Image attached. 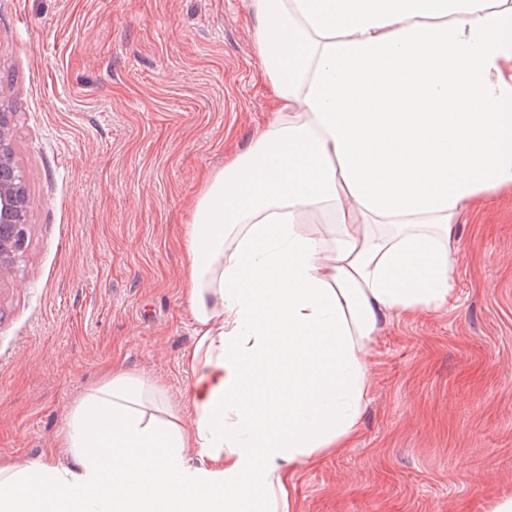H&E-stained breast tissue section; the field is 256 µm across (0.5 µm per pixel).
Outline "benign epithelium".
Instances as JSON below:
<instances>
[{
  "label": "benign epithelium",
  "instance_id": "7a95c632",
  "mask_svg": "<svg viewBox=\"0 0 512 512\" xmlns=\"http://www.w3.org/2000/svg\"><path fill=\"white\" fill-rule=\"evenodd\" d=\"M14 144L10 113L0 107V270L11 268L22 249L7 238L10 227L15 224L28 226L30 202L19 194L15 185Z\"/></svg>",
  "mask_w": 512,
  "mask_h": 512
}]
</instances>
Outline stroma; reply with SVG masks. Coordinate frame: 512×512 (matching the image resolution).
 Segmentation results:
<instances>
[{
  "label": "stroma",
  "instance_id": "stroma-1",
  "mask_svg": "<svg viewBox=\"0 0 512 512\" xmlns=\"http://www.w3.org/2000/svg\"><path fill=\"white\" fill-rule=\"evenodd\" d=\"M0 88L33 206L0 272V461L54 452L123 368L186 401V224L269 117L247 0H0ZM446 309L382 324L356 441L294 512H491L512 493V194L461 214Z\"/></svg>",
  "mask_w": 512,
  "mask_h": 512
}]
</instances>
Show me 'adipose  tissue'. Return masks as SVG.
<instances>
[{
    "instance_id": "adipose-tissue-1",
    "label": "adipose tissue",
    "mask_w": 512,
    "mask_h": 512,
    "mask_svg": "<svg viewBox=\"0 0 512 512\" xmlns=\"http://www.w3.org/2000/svg\"><path fill=\"white\" fill-rule=\"evenodd\" d=\"M249 8L273 107L189 217L187 400L111 370L69 464L0 462V512H293L289 472L358 436L380 324L447 307L460 214L512 194V0Z\"/></svg>"
}]
</instances>
